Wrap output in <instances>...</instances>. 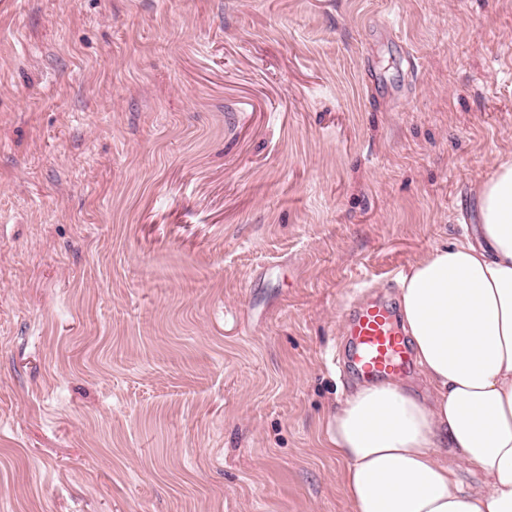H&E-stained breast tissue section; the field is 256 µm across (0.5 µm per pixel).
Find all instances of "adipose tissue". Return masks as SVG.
<instances>
[{"mask_svg": "<svg viewBox=\"0 0 512 512\" xmlns=\"http://www.w3.org/2000/svg\"><path fill=\"white\" fill-rule=\"evenodd\" d=\"M477 239L437 247L400 279L429 393L359 386L325 429L351 512H512V155L479 187ZM456 454L484 476L465 489Z\"/></svg>", "mask_w": 512, "mask_h": 512, "instance_id": "obj_1", "label": "adipose tissue"}]
</instances>
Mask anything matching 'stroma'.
<instances>
[{"instance_id": "35a3bbf8", "label": "stroma", "mask_w": 512, "mask_h": 512, "mask_svg": "<svg viewBox=\"0 0 512 512\" xmlns=\"http://www.w3.org/2000/svg\"><path fill=\"white\" fill-rule=\"evenodd\" d=\"M511 153L512 0H0V512H351L345 315Z\"/></svg>"}]
</instances>
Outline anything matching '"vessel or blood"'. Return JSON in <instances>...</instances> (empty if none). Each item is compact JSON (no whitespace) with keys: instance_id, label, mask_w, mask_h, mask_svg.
<instances>
[{"instance_id":"b4317fda","label":"vessel or blood","mask_w":512,"mask_h":512,"mask_svg":"<svg viewBox=\"0 0 512 512\" xmlns=\"http://www.w3.org/2000/svg\"><path fill=\"white\" fill-rule=\"evenodd\" d=\"M346 318L347 358L361 379L388 378L410 367L411 353L388 304L367 301Z\"/></svg>"}]
</instances>
